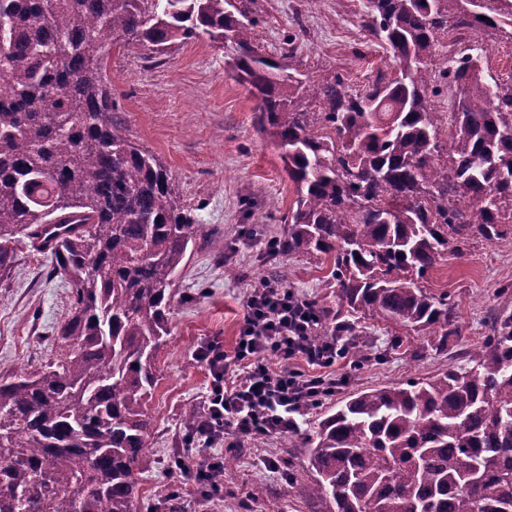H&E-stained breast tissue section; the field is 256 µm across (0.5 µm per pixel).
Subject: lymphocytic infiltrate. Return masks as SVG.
<instances>
[{
    "instance_id": "lymphocytic-infiltrate-1",
    "label": "lymphocytic infiltrate",
    "mask_w": 512,
    "mask_h": 512,
    "mask_svg": "<svg viewBox=\"0 0 512 512\" xmlns=\"http://www.w3.org/2000/svg\"><path fill=\"white\" fill-rule=\"evenodd\" d=\"M321 315L306 298L278 281L251 290L240 343L226 352L216 340L198 350L213 376L203 403L198 442L274 437L297 430L303 408L332 394L338 381L324 375L341 350L335 337L313 342ZM320 374H313V367Z\"/></svg>"
}]
</instances>
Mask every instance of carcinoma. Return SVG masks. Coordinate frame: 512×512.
Listing matches in <instances>:
<instances>
[{"instance_id": "carcinoma-1", "label": "carcinoma", "mask_w": 512, "mask_h": 512, "mask_svg": "<svg viewBox=\"0 0 512 512\" xmlns=\"http://www.w3.org/2000/svg\"><path fill=\"white\" fill-rule=\"evenodd\" d=\"M258 0H0V280L16 234L59 225L52 271L68 280L58 353L0 370V512H137L149 472L175 279L201 225L167 170L116 121L105 68L122 47L208 36L230 48L254 126L297 186L277 255L330 259L342 311L445 342L448 294L422 281L455 240L493 241L512 220V86L481 75L478 45L436 72L439 37L512 24V0H367L365 27L396 64L361 91L301 78L295 38L263 52ZM457 105L437 111V76ZM468 370L360 391L291 441L320 512H512V312ZM182 413L184 444L201 419Z\"/></svg>"}]
</instances>
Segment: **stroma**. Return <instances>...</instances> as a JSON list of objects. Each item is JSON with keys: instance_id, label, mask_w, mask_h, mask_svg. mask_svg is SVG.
Segmentation results:
<instances>
[{"instance_id": "stroma-1", "label": "stroma", "mask_w": 512, "mask_h": 512, "mask_svg": "<svg viewBox=\"0 0 512 512\" xmlns=\"http://www.w3.org/2000/svg\"><path fill=\"white\" fill-rule=\"evenodd\" d=\"M366 0H260L263 17L258 41L267 53L278 52L295 37L300 71L313 83L340 75L353 89L390 71L392 55L363 26ZM477 43L493 58L486 65L502 86H512V26L485 28L449 38L440 56ZM223 44L203 38L177 42L165 53L146 47H112L107 76L115 113L132 138L157 156L171 174L182 205L192 209L203 227L194 250L176 280L175 303L169 316L171 334L157 353L162 380L148 401L153 416L150 458L153 467L144 485L142 512L168 491L180 492L179 512H233L235 502L204 497L180 474L168 468L172 445L183 436L179 415L184 404L203 402L212 381L196 349L217 337L232 349L246 314V295L256 278L266 275L268 241L280 236V221L296 198L295 185L283 170L273 143L253 126L255 101L226 68ZM258 205L246 212L243 201ZM265 233L245 236L248 227ZM17 265L0 282V367L38 366L56 353L57 331L68 316L70 286L53 274L50 254L35 250L25 235L12 243ZM232 250L242 277L224 276V252ZM286 285L299 295L335 296L328 285L329 268L320 258L299 254L277 258ZM432 293H449L455 302V331L447 343L435 337L368 317H356L357 333L373 342L374 359L356 363L337 358L333 370L347 381L315 407L299 416V431L312 432L342 397L362 389L395 386L411 378L437 375L463 367L491 334L495 313L512 311V231L488 242L470 239L451 251L428 273ZM289 444L280 435L245 440L231 448L219 443L196 448L203 460L227 458L224 487L238 493L255 484L266 495L252 512H313L302 492L303 480L287 478L285 468L266 469L264 457L284 460Z\"/></svg>"}]
</instances>
